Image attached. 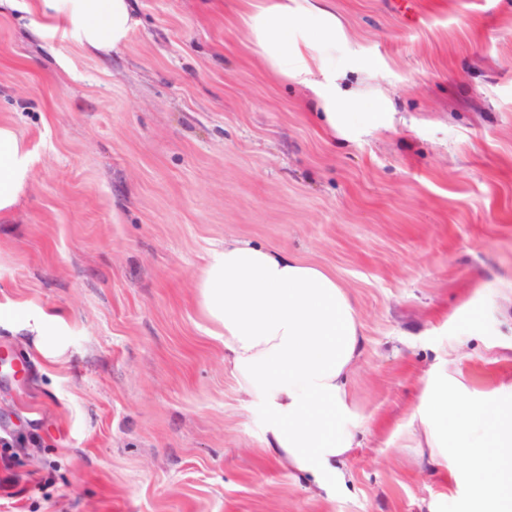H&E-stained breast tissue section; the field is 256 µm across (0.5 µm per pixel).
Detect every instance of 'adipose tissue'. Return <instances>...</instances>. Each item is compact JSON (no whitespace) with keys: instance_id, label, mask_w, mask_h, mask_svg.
I'll return each instance as SVG.
<instances>
[{"instance_id":"adipose-tissue-1","label":"adipose tissue","mask_w":512,"mask_h":512,"mask_svg":"<svg viewBox=\"0 0 512 512\" xmlns=\"http://www.w3.org/2000/svg\"><path fill=\"white\" fill-rule=\"evenodd\" d=\"M38 10L41 31L63 30L95 54L119 50L135 25L131 0H38ZM247 35L277 76L311 92L332 131L349 136L356 122L336 98L329 64L336 49L333 12L316 0H265ZM31 180L22 138L1 123L0 213L14 208ZM197 286L211 335L224 339L225 366L266 413V451L315 480L342 464L366 425L352 410L347 385L363 348L349 292L286 251L239 240L212 252ZM60 322L39 310L19 329L51 359ZM463 359L461 345L443 347L412 412L409 436L465 483L467 512H512V382L470 387Z\"/></svg>"}]
</instances>
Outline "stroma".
<instances>
[{"label": "stroma", "instance_id": "1", "mask_svg": "<svg viewBox=\"0 0 512 512\" xmlns=\"http://www.w3.org/2000/svg\"><path fill=\"white\" fill-rule=\"evenodd\" d=\"M34 4L0 10V123L34 170L0 216V343L31 367H0V512H458L408 422L446 344L474 387L512 375V0H329L348 140L244 38L261 0H137L104 56L42 37ZM227 239L357 307L368 426L329 491L265 451L206 331L195 282ZM36 309L63 318L56 359L16 330Z\"/></svg>", "mask_w": 512, "mask_h": 512}]
</instances>
